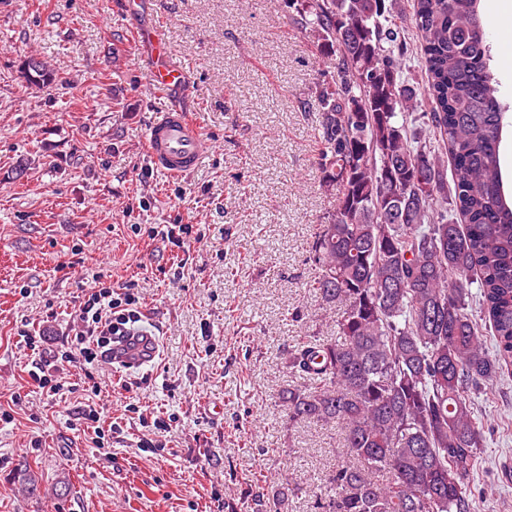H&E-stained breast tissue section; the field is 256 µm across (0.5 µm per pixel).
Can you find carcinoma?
<instances>
[{
  "instance_id": "carcinoma-1",
  "label": "carcinoma",
  "mask_w": 512,
  "mask_h": 512,
  "mask_svg": "<svg viewBox=\"0 0 512 512\" xmlns=\"http://www.w3.org/2000/svg\"><path fill=\"white\" fill-rule=\"evenodd\" d=\"M480 4L413 0L432 103L427 143L410 134L418 89L402 79L407 43L392 3L284 0L336 69L317 94L318 169L336 207L308 256L309 287L322 308L338 309L336 337L306 336L288 353V368L317 385L280 396L288 423L342 430L324 512H476L471 477L485 431L474 401L512 365V189L501 155L512 123ZM23 78L55 81L35 58Z\"/></svg>"
}]
</instances>
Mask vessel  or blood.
Instances as JSON below:
<instances>
[{
  "label": "vessel or blood",
  "instance_id": "1",
  "mask_svg": "<svg viewBox=\"0 0 512 512\" xmlns=\"http://www.w3.org/2000/svg\"><path fill=\"white\" fill-rule=\"evenodd\" d=\"M125 8L133 19V32L139 46L148 50L147 79L157 90L168 91L185 86L187 71L173 61L167 50L166 32L157 24L140 21L142 0H126ZM148 159L158 169L172 176H182L203 163L208 144L193 127L185 113L159 107L146 130ZM123 343L114 347L115 361L138 368L153 362L157 340L151 333L140 334L120 327Z\"/></svg>",
  "mask_w": 512,
  "mask_h": 512
}]
</instances>
